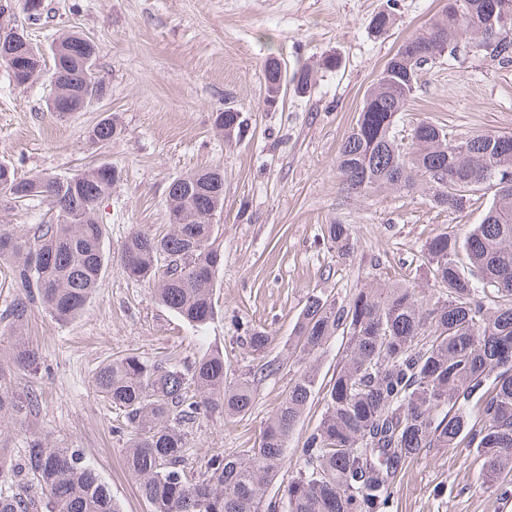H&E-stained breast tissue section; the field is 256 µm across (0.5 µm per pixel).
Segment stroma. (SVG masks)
I'll return each mask as SVG.
<instances>
[{"label":"stroma","mask_w":512,"mask_h":512,"mask_svg":"<svg viewBox=\"0 0 512 512\" xmlns=\"http://www.w3.org/2000/svg\"><path fill=\"white\" fill-rule=\"evenodd\" d=\"M0 6L35 45L50 47L75 31L97 47L96 69L108 94L62 120L46 109V79L20 85L0 66V165L21 177L68 175L95 162L118 169L119 181L98 207L107 251L118 254L134 226L168 230L174 178L203 169L224 174V207L213 219L223 264L207 325L184 323L114 260L81 316L60 325L36 310L25 328L38 367L18 374L12 386L39 393L40 409L26 430L10 431L12 458L34 433L80 449L123 512L150 507L124 467L123 438L112 432L120 412L95 390L107 359L134 353L190 363L216 348L232 378L260 359H286L312 295L341 300L392 282L435 293L421 264L425 245L444 232L465 236L495 198L488 185L462 210L436 206L419 190L363 198L345 190L336 173L367 88L399 45L423 32L441 0H44L36 22L19 0ZM386 7L395 23L374 33L369 21ZM329 54L340 59L332 71L320 66ZM271 57L290 70L315 69L310 92L287 93L274 112L264 106L263 68ZM227 107L243 120L240 138L230 143L214 125ZM107 116L122 133L101 147L88 132ZM422 120L454 141L483 132L512 135V66L461 41L454 55L421 70L397 125L400 140L409 142ZM331 224L349 225L355 242L349 256H338L328 242ZM254 328L275 336L261 356L247 343ZM292 377L285 368L260 382L245 416H202L189 436L188 469L198 476L213 456L257 446ZM322 412V401L314 400L265 501L279 499L299 468L300 448ZM483 470L475 451L424 449L398 473L385 512H512V495L486 481Z\"/></svg>","instance_id":"stroma-1"}]
</instances>
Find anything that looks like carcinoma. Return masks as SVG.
I'll return each instance as SVG.
<instances>
[{
    "label": "carcinoma",
    "mask_w": 512,
    "mask_h": 512,
    "mask_svg": "<svg viewBox=\"0 0 512 512\" xmlns=\"http://www.w3.org/2000/svg\"><path fill=\"white\" fill-rule=\"evenodd\" d=\"M487 20L480 0H444L427 30L406 38L364 95L356 121L337 158V173L350 192L370 197L384 189L414 190L424 183L433 203L462 209L470 193L492 176L512 183V149L483 133L462 142L421 121L409 148L396 140V125L418 84L419 72L439 48L452 55L470 40L480 46ZM391 10L373 15L384 33ZM491 54L512 63V33ZM76 95L99 84L97 73L70 55L54 59ZM266 110L282 99L280 78L265 75ZM313 71H293L294 92L311 87ZM228 140L241 132L239 112L214 118ZM121 134L108 118L89 131L106 145ZM116 179L102 162L67 176L22 178L0 167V191L25 201L49 203L56 220L17 231L0 225V267L10 268L20 294L0 311V339L10 341L9 361L18 371L35 367L37 353L22 335L39 309L57 323L76 319L91 300L110 261L106 229L97 208ZM170 230L161 235L133 229L119 262L126 274L151 287L156 300L199 328L214 316L216 273L223 261L214 225L194 216L224 205V175L201 170L168 187ZM337 253L353 248L349 225L330 224ZM423 262L440 286L428 295L409 283L358 288L340 302L309 298L289 348L297 366L288 392L265 422L258 446L213 458L193 479L184 470L189 428L219 412L246 415L259 382L284 366L258 365L230 381L219 350L185 367L173 358L128 353L101 366L98 395L121 411L112 432L127 437L125 465L151 512H261L265 486L284 464L288 440L323 392L324 412L306 436L301 465L281 497V512H383L401 466L425 448H474L486 478L512 484V192L498 195L482 221L459 238L443 232L423 251ZM348 336L342 364L320 383L317 360L337 335ZM275 340L265 330L248 336L262 353ZM477 407L472 417L471 406ZM39 412L38 396L20 397L0 369V418L22 429ZM0 448V512H120L108 485L77 448H59L30 437L20 471L26 489L13 490Z\"/></svg>",
    "instance_id": "cac0c4a2"
}]
</instances>
